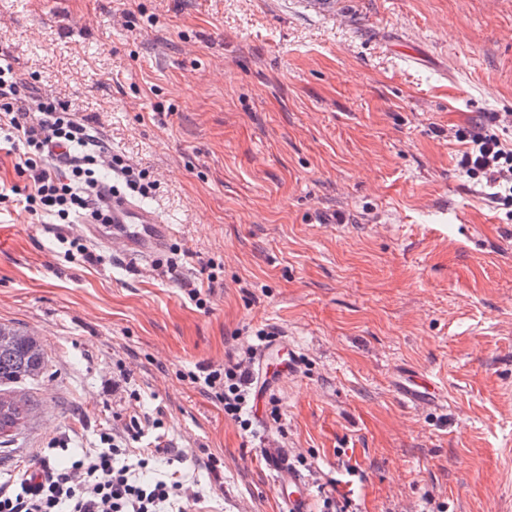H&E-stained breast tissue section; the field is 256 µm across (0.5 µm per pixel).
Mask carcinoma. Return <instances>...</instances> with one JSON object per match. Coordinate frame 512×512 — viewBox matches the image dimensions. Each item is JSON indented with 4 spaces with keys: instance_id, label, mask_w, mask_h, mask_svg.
Returning <instances> with one entry per match:
<instances>
[{
    "instance_id": "carcinoma-1",
    "label": "carcinoma",
    "mask_w": 512,
    "mask_h": 512,
    "mask_svg": "<svg viewBox=\"0 0 512 512\" xmlns=\"http://www.w3.org/2000/svg\"><path fill=\"white\" fill-rule=\"evenodd\" d=\"M47 373V359L38 340L0 339V431L8 423L27 424L36 406L27 385Z\"/></svg>"
}]
</instances>
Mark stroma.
I'll use <instances>...</instances> for the list:
<instances>
[{
  "label": "stroma",
  "mask_w": 512,
  "mask_h": 512,
  "mask_svg": "<svg viewBox=\"0 0 512 512\" xmlns=\"http://www.w3.org/2000/svg\"><path fill=\"white\" fill-rule=\"evenodd\" d=\"M1 47L95 116L175 234L153 263L71 262L0 204V324L49 373L0 474L134 415L201 512H284L265 448L354 512H512V213L455 138L512 113V0H0ZM260 329L296 364L245 432L186 374ZM412 371L440 383L425 405ZM435 388V381L425 374L409 375L402 383L401 394L408 404L418 405L425 394H431Z\"/></svg>",
  "instance_id": "35a3bbf8"
}]
</instances>
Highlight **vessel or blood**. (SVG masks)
I'll list each match as a JSON object with an SVG mask.
<instances>
[{
	"mask_svg": "<svg viewBox=\"0 0 512 512\" xmlns=\"http://www.w3.org/2000/svg\"><path fill=\"white\" fill-rule=\"evenodd\" d=\"M107 204L112 212L111 239L114 251L133 263L150 261L165 251L174 230L152 207L118 190L113 191ZM287 353V343L277 339L262 345L258 353L259 368L267 384L257 388V402H264L270 395L272 382L287 378ZM434 387L432 377L425 374L411 375L403 383L401 393L407 403L417 405ZM262 459L275 479L286 512H312L307 480L290 462L287 454L279 448H268Z\"/></svg>",
	"mask_w": 512,
	"mask_h": 512,
	"instance_id": "1",
	"label": "vessel or blood"
}]
</instances>
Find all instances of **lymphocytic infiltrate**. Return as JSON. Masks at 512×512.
Instances as JSON below:
<instances>
[{"instance_id": "1", "label": "lymphocytic infiltrate", "mask_w": 512, "mask_h": 512, "mask_svg": "<svg viewBox=\"0 0 512 512\" xmlns=\"http://www.w3.org/2000/svg\"><path fill=\"white\" fill-rule=\"evenodd\" d=\"M91 123V117L77 116L65 102L40 95L25 73L0 57V139L18 154L16 170L25 184L15 193L25 212L64 225L86 215L108 224L112 218L100 204L104 172L117 175L130 192L145 196L153 189L145 171L134 170L100 144ZM458 137L466 145L459 161L463 171L489 199L511 203L512 144L482 126L459 130ZM56 145L69 150L64 162L51 153ZM187 378L223 403L225 414L242 430H250L245 409L255 371L249 356L197 367ZM141 431L133 417L122 433L101 434L100 447L67 459L41 449L39 477L24 474L12 486L0 487V512H198L199 500L186 495L181 472L146 478L153 449L130 448L141 440ZM134 452L139 459L132 465L127 458Z\"/></svg>"}]
</instances>
